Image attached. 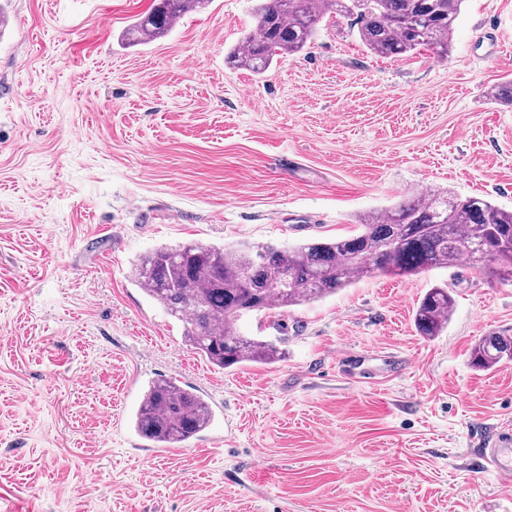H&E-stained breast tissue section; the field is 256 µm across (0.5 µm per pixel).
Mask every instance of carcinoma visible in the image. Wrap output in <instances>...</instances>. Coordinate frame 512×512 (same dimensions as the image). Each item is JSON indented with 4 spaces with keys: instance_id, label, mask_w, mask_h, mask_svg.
Segmentation results:
<instances>
[{
    "instance_id": "cac0c4a2",
    "label": "carcinoma",
    "mask_w": 512,
    "mask_h": 512,
    "mask_svg": "<svg viewBox=\"0 0 512 512\" xmlns=\"http://www.w3.org/2000/svg\"><path fill=\"white\" fill-rule=\"evenodd\" d=\"M209 0H153L150 11L125 31L146 44L168 35L181 16ZM464 0H258L253 28L229 54L257 75L310 45L325 18L350 20L373 54L401 57L431 50L444 57ZM491 260V274L512 282V210L481 196L428 190L384 212L358 220V231L335 240L294 246L187 244L162 246L142 257L133 276L145 294L183 323V339L219 369L245 363L271 365L283 352L272 340L242 336L236 324L250 313L286 310L331 296L372 273L409 277L429 268ZM287 285L273 284L276 277ZM454 299L434 285L417 304L420 336L440 335ZM472 363L492 369L512 362V338L485 336ZM212 419L208 402L174 380L154 382L132 417L135 430L157 448L185 441Z\"/></svg>"
}]
</instances>
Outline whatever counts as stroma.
Here are the masks:
<instances>
[{
  "mask_svg": "<svg viewBox=\"0 0 512 512\" xmlns=\"http://www.w3.org/2000/svg\"><path fill=\"white\" fill-rule=\"evenodd\" d=\"M153 0H0V512H512L480 462L512 424V282L481 264L363 276L299 307L244 316L287 352L213 367L132 264L165 245H292L426 189L512 209V0H465L447 57L381 58L329 18L264 75L227 54L249 0H212L163 39L124 30ZM447 285L440 336L415 331ZM384 367L336 365L338 349ZM211 406L170 448L135 432L148 385ZM454 299L448 286L434 285L425 292L417 304L414 326L419 336H439L450 319ZM472 363L482 369H492L512 362V338L507 336H485L471 350Z\"/></svg>",
  "mask_w": 512,
  "mask_h": 512,
  "instance_id": "obj_1",
  "label": "stroma"
}]
</instances>
